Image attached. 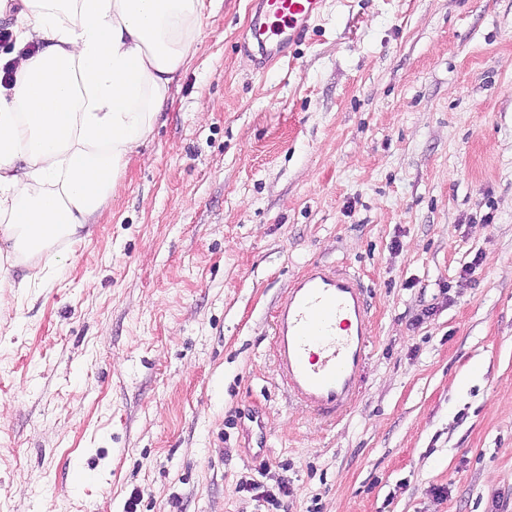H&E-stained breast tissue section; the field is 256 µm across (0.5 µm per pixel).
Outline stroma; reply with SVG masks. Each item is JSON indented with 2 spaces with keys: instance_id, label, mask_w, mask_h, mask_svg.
<instances>
[{
  "instance_id": "35a3bbf8",
  "label": "stroma",
  "mask_w": 512,
  "mask_h": 512,
  "mask_svg": "<svg viewBox=\"0 0 512 512\" xmlns=\"http://www.w3.org/2000/svg\"><path fill=\"white\" fill-rule=\"evenodd\" d=\"M257 8L205 0L93 223L0 274V512H512V0H324L284 58ZM315 260L373 304L333 424L271 355Z\"/></svg>"
}]
</instances>
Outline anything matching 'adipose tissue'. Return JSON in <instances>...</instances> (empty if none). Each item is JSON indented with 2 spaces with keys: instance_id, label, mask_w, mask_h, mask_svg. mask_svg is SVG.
<instances>
[{
  "instance_id": "obj_1",
  "label": "adipose tissue",
  "mask_w": 512,
  "mask_h": 512,
  "mask_svg": "<svg viewBox=\"0 0 512 512\" xmlns=\"http://www.w3.org/2000/svg\"><path fill=\"white\" fill-rule=\"evenodd\" d=\"M43 42L0 87V267L58 261L116 189L190 58L204 0H23Z\"/></svg>"
}]
</instances>
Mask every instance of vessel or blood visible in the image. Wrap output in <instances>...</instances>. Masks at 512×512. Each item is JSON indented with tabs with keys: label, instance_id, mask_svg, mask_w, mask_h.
Here are the masks:
<instances>
[{
	"label": "vessel or blood",
	"instance_id": "vessel-or-blood-1",
	"mask_svg": "<svg viewBox=\"0 0 512 512\" xmlns=\"http://www.w3.org/2000/svg\"><path fill=\"white\" fill-rule=\"evenodd\" d=\"M323 0H259L252 37L285 54L320 13ZM373 336L371 294L340 265L310 263L274 312V364L301 409L336 420L353 405Z\"/></svg>",
	"mask_w": 512,
	"mask_h": 512
}]
</instances>
